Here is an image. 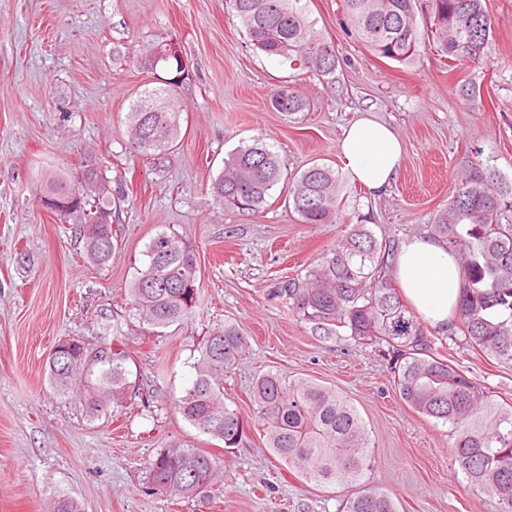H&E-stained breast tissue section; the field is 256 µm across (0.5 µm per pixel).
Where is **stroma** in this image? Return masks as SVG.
I'll list each match as a JSON object with an SVG mask.
<instances>
[{
  "label": "stroma",
  "instance_id": "obj_1",
  "mask_svg": "<svg viewBox=\"0 0 512 512\" xmlns=\"http://www.w3.org/2000/svg\"><path fill=\"white\" fill-rule=\"evenodd\" d=\"M494 20L487 61L446 72L426 49L411 66L374 57L340 27V0H309L317 29L340 60L335 82L254 53L225 0H0V512H51L62 496L82 512H339L343 491L302 481L249 427L238 447L199 433L174 409L190 384L193 349L207 328L231 320L249 349L224 376V401L250 414L248 389L262 373L341 392L363 419L374 462L363 482L398 512H496L469 488L447 426L406 407L394 391L384 347L301 320L270 293L346 233L305 224L283 203L252 214L226 210L210 191L228 152L261 138L288 171L325 162L343 170L337 145L364 112L389 124L404 148L385 194L344 181L345 210L376 236L431 237L438 210L476 164L512 180V0H487ZM176 43L190 76L176 106L185 137L174 152L133 157L126 117L136 96L158 87L143 60ZM480 91L467 101L458 84ZM293 86L306 111H276L271 96ZM109 165L127 194L112 223L118 246L102 269L83 253L76 217L39 204L42 171ZM166 230L197 250L203 303L165 336L131 323L124 339L129 380L140 395L116 416L89 417L57 395L47 363L58 341L107 337L128 308L126 287L150 239ZM455 361L512 405V366L453 345ZM151 418H142L143 406ZM184 444L212 454L219 477L209 497L152 487L148 465Z\"/></svg>",
  "mask_w": 512,
  "mask_h": 512
}]
</instances>
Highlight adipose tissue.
<instances>
[{
  "instance_id": "adipose-tissue-1",
  "label": "adipose tissue",
  "mask_w": 512,
  "mask_h": 512,
  "mask_svg": "<svg viewBox=\"0 0 512 512\" xmlns=\"http://www.w3.org/2000/svg\"><path fill=\"white\" fill-rule=\"evenodd\" d=\"M338 151L352 180L373 194L387 191L403 157L402 142L387 123L365 114L344 131ZM393 274L406 301L434 327L447 329L455 318L459 298V269L439 243L414 238L398 251Z\"/></svg>"
}]
</instances>
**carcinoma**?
Segmentation results:
<instances>
[{
	"label": "carcinoma",
	"instance_id": "1",
	"mask_svg": "<svg viewBox=\"0 0 512 512\" xmlns=\"http://www.w3.org/2000/svg\"><path fill=\"white\" fill-rule=\"evenodd\" d=\"M346 34L380 58L412 64L426 41L462 68L484 61L494 33L486 0H341ZM253 50L276 57L292 69L333 76L339 59L332 43L315 29L306 0H228ZM160 41L145 59L162 67L169 81L147 89L127 115L129 154L148 156L175 148L181 139V112L174 106L177 85L189 79L176 57H162ZM278 112L305 108L289 86L273 95ZM108 166L87 165L80 175L45 172L40 193L55 199L52 213L81 218L79 237L96 267L112 260L118 245L113 209L125 197L112 191ZM284 202L305 224L342 221L341 175L315 163L288 176L279 154L256 139L224 159L211 192L227 209L259 213L270 205L278 185ZM512 182L488 167L472 168L454 187L448 204L431 225L460 268V296L450 331L497 362L512 365ZM399 249L378 239L366 224H349L336 246L327 249L303 275L278 282L272 293L305 320L349 333L360 345L384 344L393 385L413 412L449 427L453 453L469 485L490 497L497 512H512V405L501 404L446 357V338L434 336L400 296L392 275ZM143 267L128 285L129 313L146 333L167 335L189 320L201 301L199 267L193 244L166 231L151 239ZM123 320L112 317V339L98 343L60 340L49 361L56 392L85 403L93 415L127 408L135 386L129 381V351L122 341ZM249 347L248 337L231 322L215 327L197 343L191 385L175 408L200 433L226 448L240 445L248 420L224 403V374ZM252 417L266 445L288 470L317 485L351 489L342 512H397L392 498L361 483L373 450L364 422L349 399L319 383L288 381L280 374L259 375L250 390ZM217 469L196 448L174 445L149 464L151 483L167 492L196 497L210 491Z\"/></svg>",
	"mask_w": 512,
	"mask_h": 512
}]
</instances>
